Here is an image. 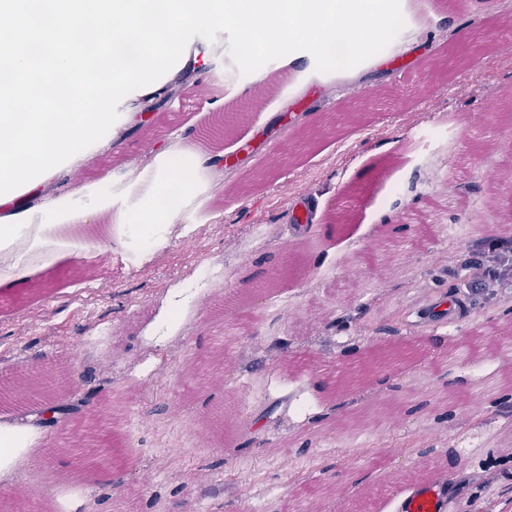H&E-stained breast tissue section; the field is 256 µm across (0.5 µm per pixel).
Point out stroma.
Returning <instances> with one entry per match:
<instances>
[{
    "label": "stroma",
    "instance_id": "35a3bbf8",
    "mask_svg": "<svg viewBox=\"0 0 512 512\" xmlns=\"http://www.w3.org/2000/svg\"><path fill=\"white\" fill-rule=\"evenodd\" d=\"M404 12L409 37L348 71L321 73L299 51L265 70L269 105L248 114L255 83L216 42L194 38V60L169 98L128 95L119 118L82 161L35 192H17L8 211L43 217L42 253L0 257V377L44 364L71 369L72 392L56 424L43 425L34 398L0 403V416L36 432L37 453L0 500L31 490L62 512H117L132 489L157 487L144 512H238L251 494L264 512H291L296 496L329 485L344 500L386 483L375 512L396 504L424 467L445 481L453 512H512V417L452 408L447 393H475L470 358L493 359L496 395L512 356L494 341L512 322V288L483 296L464 286L457 258L474 241L448 238L461 224L484 235L512 226V0H419ZM467 129L463 143L454 136ZM289 139L280 152L275 141ZM195 173V224L134 231L130 215L178 157ZM118 186L100 201V187ZM313 221L290 224L292 205ZM95 237L81 257L73 237ZM306 274L255 300L246 294L289 249ZM226 281L172 323L186 286L205 265ZM459 302L453 325L434 324L438 302ZM407 339L416 360L335 397L333 375L377 341ZM185 371L180 383L170 368ZM124 392L130 410L112 413L111 474L64 483L79 462L63 453L85 414ZM404 407L391 431L364 429L346 447L336 418L361 405ZM141 428L127 454V426Z\"/></svg>",
    "mask_w": 512,
    "mask_h": 512
}]
</instances>
